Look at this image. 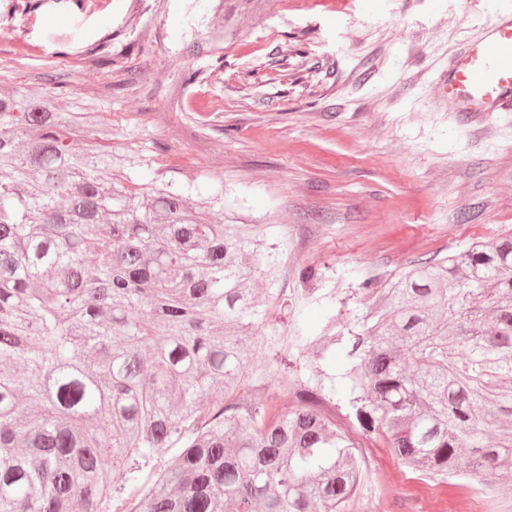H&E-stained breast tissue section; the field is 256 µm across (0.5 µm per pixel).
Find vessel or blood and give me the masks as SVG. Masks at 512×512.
I'll return each mask as SVG.
<instances>
[{
    "label": "vessel or blood",
    "instance_id": "vessel-or-blood-1",
    "mask_svg": "<svg viewBox=\"0 0 512 512\" xmlns=\"http://www.w3.org/2000/svg\"><path fill=\"white\" fill-rule=\"evenodd\" d=\"M482 33L449 59L438 81L449 111L463 118L512 112V7L487 9Z\"/></svg>",
    "mask_w": 512,
    "mask_h": 512
}]
</instances>
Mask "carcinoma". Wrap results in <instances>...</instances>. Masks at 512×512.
Returning <instances> with one entry per match:
<instances>
[{
	"mask_svg": "<svg viewBox=\"0 0 512 512\" xmlns=\"http://www.w3.org/2000/svg\"><path fill=\"white\" fill-rule=\"evenodd\" d=\"M88 121L0 96V512H349L340 402L430 479L512 470L511 229L365 277L290 380L263 225L142 191Z\"/></svg>",
	"mask_w": 512,
	"mask_h": 512,
	"instance_id": "carcinoma-1",
	"label": "carcinoma"
}]
</instances>
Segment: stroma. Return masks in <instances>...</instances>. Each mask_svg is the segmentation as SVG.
<instances>
[{
  "mask_svg": "<svg viewBox=\"0 0 512 512\" xmlns=\"http://www.w3.org/2000/svg\"><path fill=\"white\" fill-rule=\"evenodd\" d=\"M234 23L214 44L220 0H0V95L89 104L107 149L185 195L222 192L223 220L267 225L288 316L259 330L287 336L306 377L343 289L512 227V112L464 132L440 96L439 69L481 25L468 0H267ZM350 433L368 473L353 512H454L459 485Z\"/></svg>",
  "mask_w": 512,
  "mask_h": 512,
  "instance_id": "35a3bbf8",
  "label": "stroma"
}]
</instances>
